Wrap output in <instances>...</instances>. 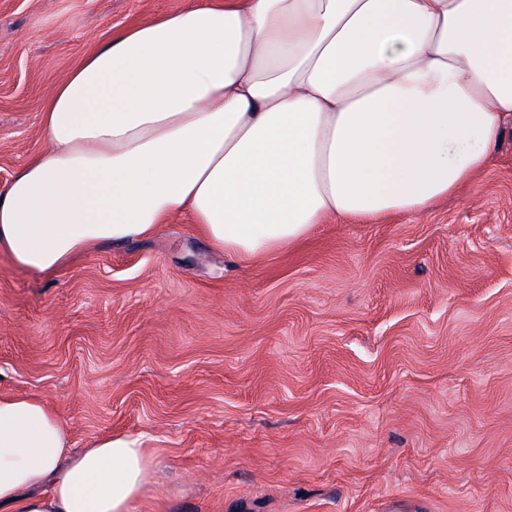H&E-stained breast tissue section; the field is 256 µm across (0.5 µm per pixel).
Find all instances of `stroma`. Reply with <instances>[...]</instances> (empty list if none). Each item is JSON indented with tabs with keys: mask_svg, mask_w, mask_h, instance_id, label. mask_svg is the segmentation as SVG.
<instances>
[{
	"mask_svg": "<svg viewBox=\"0 0 512 512\" xmlns=\"http://www.w3.org/2000/svg\"><path fill=\"white\" fill-rule=\"evenodd\" d=\"M206 0H0V189L110 34ZM0 392L155 452L138 512H512V135L449 200L250 264L188 215L40 276L0 252Z\"/></svg>",
	"mask_w": 512,
	"mask_h": 512,
	"instance_id": "35a3bbf8",
	"label": "stroma"
}]
</instances>
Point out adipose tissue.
I'll list each match as a JSON object with an SVG mask.
<instances>
[{
	"instance_id": "ef3b65f1",
	"label": "adipose tissue",
	"mask_w": 512,
	"mask_h": 512,
	"mask_svg": "<svg viewBox=\"0 0 512 512\" xmlns=\"http://www.w3.org/2000/svg\"><path fill=\"white\" fill-rule=\"evenodd\" d=\"M0 190V251L50 275L189 214L250 264L330 218L453 196L512 132V0H224L100 43ZM155 457L0 393V512H137Z\"/></svg>"
}]
</instances>
